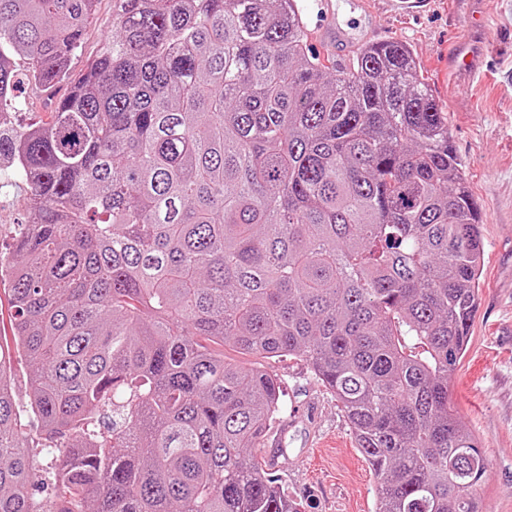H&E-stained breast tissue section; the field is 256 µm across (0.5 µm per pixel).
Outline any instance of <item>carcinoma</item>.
<instances>
[{
    "label": "carcinoma",
    "mask_w": 512,
    "mask_h": 512,
    "mask_svg": "<svg viewBox=\"0 0 512 512\" xmlns=\"http://www.w3.org/2000/svg\"><path fill=\"white\" fill-rule=\"evenodd\" d=\"M96 2L0 0V113L69 85L0 132L29 190L0 278L31 370L23 409L0 346V512H299L252 454L281 379L227 347L308 365L374 512H477L486 458L448 378L484 240L412 49L340 68L298 0H113L74 76ZM112 32V0H100L93 23L83 36L82 54L72 61V70L78 73L93 60L99 48V42L105 34ZM18 94V110L12 128H21L36 122H48L56 101L67 93L65 85H56L52 90H33L22 85Z\"/></svg>",
    "instance_id": "carcinoma-1"
}]
</instances>
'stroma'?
<instances>
[{
  "instance_id": "obj_1",
  "label": "stroma",
  "mask_w": 512,
  "mask_h": 512,
  "mask_svg": "<svg viewBox=\"0 0 512 512\" xmlns=\"http://www.w3.org/2000/svg\"><path fill=\"white\" fill-rule=\"evenodd\" d=\"M495 19L484 32L487 54L479 72L462 85L448 77V53L469 38L463 0H435L422 14L392 12L376 0L381 39L407 42L434 96L448 114L453 149L466 185L480 208L485 266L470 345L448 383V403L479 438L489 466L482 512H512V0H488ZM112 30V0H100L73 71L93 60ZM66 88L22 86L15 127L46 122ZM0 161V251L10 248L24 223L27 189ZM282 380L284 409L254 454L275 456L270 474L302 512H374L377 479L358 452L350 425L334 396L296 359L252 357Z\"/></svg>"
}]
</instances>
